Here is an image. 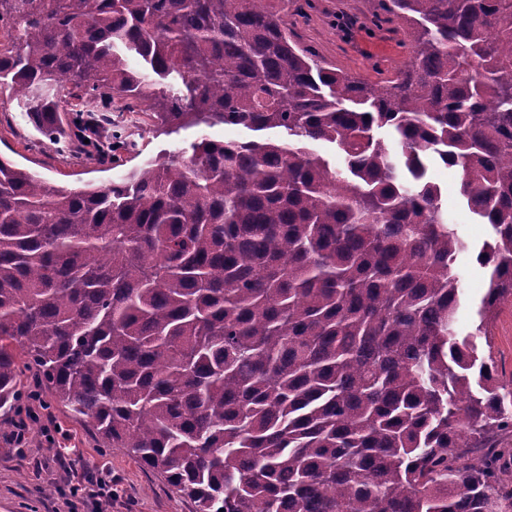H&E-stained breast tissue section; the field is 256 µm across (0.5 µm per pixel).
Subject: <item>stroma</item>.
I'll use <instances>...</instances> for the list:
<instances>
[{
    "instance_id": "stroma-1",
    "label": "stroma",
    "mask_w": 512,
    "mask_h": 512,
    "mask_svg": "<svg viewBox=\"0 0 512 512\" xmlns=\"http://www.w3.org/2000/svg\"><path fill=\"white\" fill-rule=\"evenodd\" d=\"M288 29L289 36L312 52L322 65L370 82L393 76L408 60L410 34L399 22H381L374 15V0H260ZM154 101L145 99L135 110L116 112L112 124L99 133L112 144L109 159L81 145L78 133L52 139L42 133L21 102L0 93V155L17 167L38 173L65 187L106 185L162 155L190 150L201 135L214 140H283V130L251 131L218 124L210 128L185 127L167 134L156 130ZM428 178L441 190L442 209L465 242L455 268L461 276L465 301L456 329L467 333L473 322V305L484 288V273L476 253L490 234L488 225L476 223L460 195V174L438 163ZM499 375L512 381V301L500 307L491 328ZM32 412L22 445L10 442L16 415L0 417V512H96L86 492H73L85 470L106 468L112 475L111 512H195L194 503L181 496L162 475L141 467L120 448L101 447L81 420L60 404L43 406L22 402ZM79 449L81 456L60 462L56 447Z\"/></svg>"
}]
</instances>
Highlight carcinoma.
<instances>
[{
    "label": "carcinoma",
    "mask_w": 512,
    "mask_h": 512,
    "mask_svg": "<svg viewBox=\"0 0 512 512\" xmlns=\"http://www.w3.org/2000/svg\"><path fill=\"white\" fill-rule=\"evenodd\" d=\"M378 9L413 41L370 83L259 0H0L1 90L157 84L168 133H288L74 189L0 155V413L33 372L197 512H512V382L477 344L512 297V0ZM430 159L492 230L464 337Z\"/></svg>",
    "instance_id": "carcinoma-1"
}]
</instances>
